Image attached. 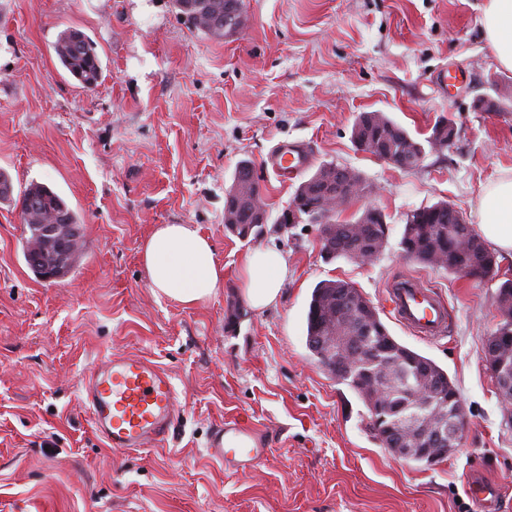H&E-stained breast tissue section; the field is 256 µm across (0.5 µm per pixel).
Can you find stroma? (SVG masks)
Wrapping results in <instances>:
<instances>
[{"mask_svg": "<svg viewBox=\"0 0 512 512\" xmlns=\"http://www.w3.org/2000/svg\"><path fill=\"white\" fill-rule=\"evenodd\" d=\"M248 27L211 37L173 0H0V172L15 191L42 183L79 217L76 261L44 282L28 268L29 232L0 202V512H475L479 473L512 512V403L483 347L501 319L496 292L424 266L401 250L406 213L440 201L477 222L482 188L512 168V72L483 36L485 0H244ZM77 29L102 66L87 90L53 45ZM456 74L438 84L441 72ZM497 102L478 110L477 98ZM382 112L418 141L450 120L453 145L411 170L359 151L360 113ZM303 144L305 171L278 176V142ZM253 163L270 216L323 163L351 168L365 207L387 221L374 261L325 257L318 225L241 240L224 229V198L240 161ZM161 224H192L212 242L224 286L186 307L155 295L141 261ZM288 258L279 302L244 299L247 255ZM354 283L402 345L441 366L467 418L437 465L393 456L367 428V409L306 344V312L322 280ZM424 281L445 301L449 330L428 340L400 324L386 291ZM141 355L175 385L181 413L168 439L113 449L94 430L81 386L111 355ZM239 420L269 452L236 471L205 448L211 427Z\"/></svg>", "mask_w": 512, "mask_h": 512, "instance_id": "35a3bbf8", "label": "stroma"}]
</instances>
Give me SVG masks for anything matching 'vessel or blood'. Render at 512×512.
Returning <instances> with one entry per match:
<instances>
[{"label":"vessel or blood","mask_w":512,"mask_h":512,"mask_svg":"<svg viewBox=\"0 0 512 512\" xmlns=\"http://www.w3.org/2000/svg\"><path fill=\"white\" fill-rule=\"evenodd\" d=\"M309 160L305 147L288 141L279 142L269 157L273 169L283 175L301 172ZM388 301L394 317L421 336H441L449 327L446 304L417 282L397 285ZM83 389L95 431L114 448L138 449L163 441L179 416L169 374L143 356L104 359ZM206 449L212 458L242 471L253 468L268 452L265 438L238 420L213 426ZM465 490L481 508L500 493L498 486L476 476Z\"/></svg>","instance_id":"vessel-or-blood-1"}]
</instances>
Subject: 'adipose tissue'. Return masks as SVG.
Instances as JSON below:
<instances>
[{
	"instance_id": "ef3b65f1",
	"label": "adipose tissue",
	"mask_w": 512,
	"mask_h": 512,
	"mask_svg": "<svg viewBox=\"0 0 512 512\" xmlns=\"http://www.w3.org/2000/svg\"><path fill=\"white\" fill-rule=\"evenodd\" d=\"M482 27L498 63L512 70V0H487ZM478 229L493 248L512 255V169L483 188ZM141 259L155 294L191 306L215 295L224 285V268L209 239L191 224H163L145 241ZM288 260L274 248L248 254L243 294L257 310L275 305L282 294Z\"/></svg>"
}]
</instances>
